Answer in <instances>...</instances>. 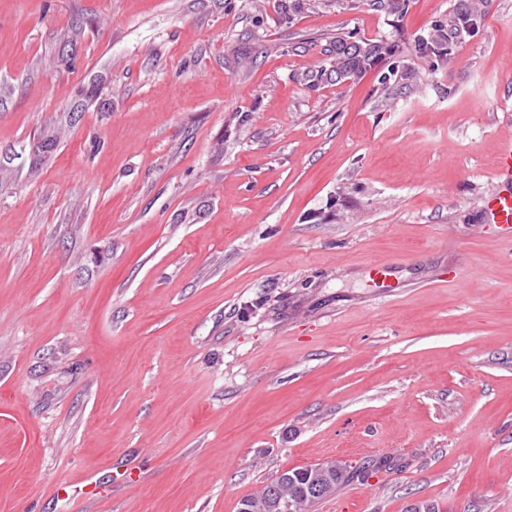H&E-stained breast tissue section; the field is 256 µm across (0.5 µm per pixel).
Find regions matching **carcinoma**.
<instances>
[{"label":"carcinoma","mask_w":512,"mask_h":512,"mask_svg":"<svg viewBox=\"0 0 512 512\" xmlns=\"http://www.w3.org/2000/svg\"><path fill=\"white\" fill-rule=\"evenodd\" d=\"M371 6L398 20L405 14L406 0H370ZM485 19V12L472 5V0H458L448 17L437 20L428 31L413 39L412 55L429 58L436 65L449 63L459 45L474 37ZM329 56L321 64L303 75V80L311 88L325 84H340L374 69L379 63L389 61L387 71L380 73L382 88L388 85L407 84L415 79L413 59L399 55L395 44L386 40L359 38L352 33L338 32L324 49ZM372 466L365 460L356 466L341 465L330 470L324 484L331 488L342 487L358 471ZM281 496L301 502L305 508L325 499V495L314 493L309 484L307 469L294 468L282 472L255 496L241 500L239 507L251 505L257 512H277L276 502Z\"/></svg>","instance_id":"1"}]
</instances>
